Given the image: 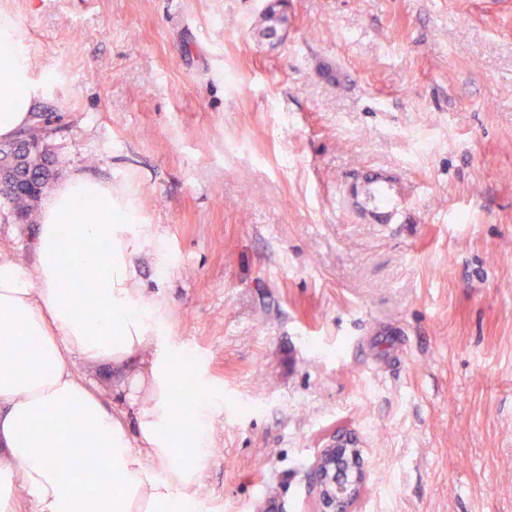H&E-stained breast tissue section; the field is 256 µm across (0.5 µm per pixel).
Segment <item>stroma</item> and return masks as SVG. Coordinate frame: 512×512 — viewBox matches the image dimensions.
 I'll return each instance as SVG.
<instances>
[{"label": "stroma", "instance_id": "35a3bbf8", "mask_svg": "<svg viewBox=\"0 0 512 512\" xmlns=\"http://www.w3.org/2000/svg\"><path fill=\"white\" fill-rule=\"evenodd\" d=\"M268 2L0 0L57 181L131 198L133 285L223 400L195 512H313L337 432L355 512H512V0H288L270 37ZM38 220L0 199V258L33 270ZM338 466H344L351 474L350 481L343 485L336 481ZM365 477L361 448H341L336 444H327L309 468L308 494L316 502L319 512H353Z\"/></svg>", "mask_w": 512, "mask_h": 512}]
</instances>
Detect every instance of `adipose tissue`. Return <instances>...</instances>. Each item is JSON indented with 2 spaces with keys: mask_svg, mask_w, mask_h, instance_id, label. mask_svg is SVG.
Wrapping results in <instances>:
<instances>
[{
  "mask_svg": "<svg viewBox=\"0 0 512 512\" xmlns=\"http://www.w3.org/2000/svg\"><path fill=\"white\" fill-rule=\"evenodd\" d=\"M0 141L28 127L44 79L30 66L23 29L0 14ZM148 241L130 202H116L110 183L82 171L43 202L36 241L37 276L0 259V473L32 496L38 512H185L207 470L212 411L179 415L169 398L179 354L160 337L161 313L131 283L132 257ZM75 264L90 287L70 288L59 269ZM36 340L31 355L18 343ZM131 370L128 397L138 404L136 432L74 369V360ZM76 418L64 417L66 409ZM196 440L185 456L183 436ZM108 487L88 476L93 449Z\"/></svg>",
  "mask_w": 512,
  "mask_h": 512,
  "instance_id": "1",
  "label": "adipose tissue"
}]
</instances>
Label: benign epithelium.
I'll return each mask as SVG.
<instances>
[{"instance_id":"1","label":"benign epithelium","mask_w":512,"mask_h":512,"mask_svg":"<svg viewBox=\"0 0 512 512\" xmlns=\"http://www.w3.org/2000/svg\"><path fill=\"white\" fill-rule=\"evenodd\" d=\"M365 477L362 449L329 444L309 468L308 494L318 512H353Z\"/></svg>"}]
</instances>
